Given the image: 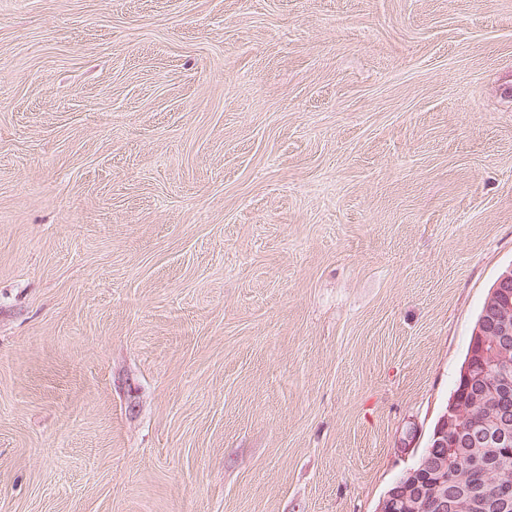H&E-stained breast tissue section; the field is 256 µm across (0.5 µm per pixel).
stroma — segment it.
Wrapping results in <instances>:
<instances>
[{
    "label": "stroma",
    "mask_w": 512,
    "mask_h": 512,
    "mask_svg": "<svg viewBox=\"0 0 512 512\" xmlns=\"http://www.w3.org/2000/svg\"><path fill=\"white\" fill-rule=\"evenodd\" d=\"M512 269V0H0V512H375Z\"/></svg>",
    "instance_id": "1"
}]
</instances>
